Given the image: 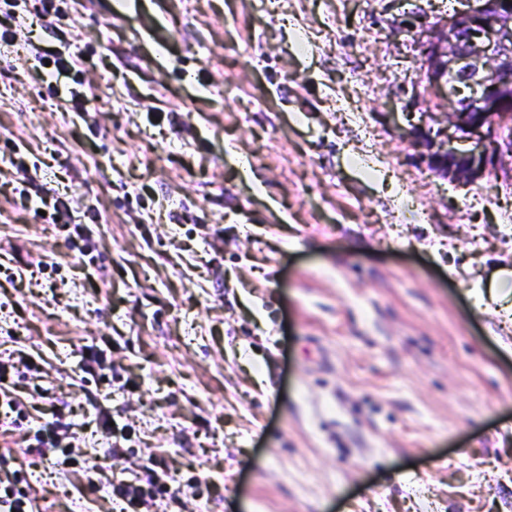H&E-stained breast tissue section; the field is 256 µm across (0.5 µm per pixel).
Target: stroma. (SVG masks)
Wrapping results in <instances>:
<instances>
[{
	"label": "stroma",
	"instance_id": "35a3bbf8",
	"mask_svg": "<svg viewBox=\"0 0 512 512\" xmlns=\"http://www.w3.org/2000/svg\"><path fill=\"white\" fill-rule=\"evenodd\" d=\"M126 3L0 0V357L40 366L0 452L38 512H119L107 480L153 453L197 487L154 512H512V319L469 295L512 267V186L395 133L419 61L392 21L459 0ZM54 417L86 472L29 453ZM13 166L16 167L17 171L23 172V179H19L21 181L22 188L15 187V193L19 194V198L21 200L22 205L29 207L34 211V213L38 216H42L39 214V210L45 211V208H50L51 201L54 200V203L52 204V207L55 211H58L57 207V201L58 198H54V196H50L48 193H44L42 195H37V199H33V197L30 195V193L26 190L24 184H27L30 180L26 168H24L21 164L16 165L15 161H10Z\"/></svg>",
	"mask_w": 512,
	"mask_h": 512
}]
</instances>
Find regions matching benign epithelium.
<instances>
[{
    "label": "benign epithelium",
    "mask_w": 512,
    "mask_h": 512,
    "mask_svg": "<svg viewBox=\"0 0 512 512\" xmlns=\"http://www.w3.org/2000/svg\"><path fill=\"white\" fill-rule=\"evenodd\" d=\"M478 2L425 30L410 100L443 102L444 122L409 112L398 131L442 178L470 185L490 172L512 184V0Z\"/></svg>",
    "instance_id": "benign-epithelium-1"
}]
</instances>
